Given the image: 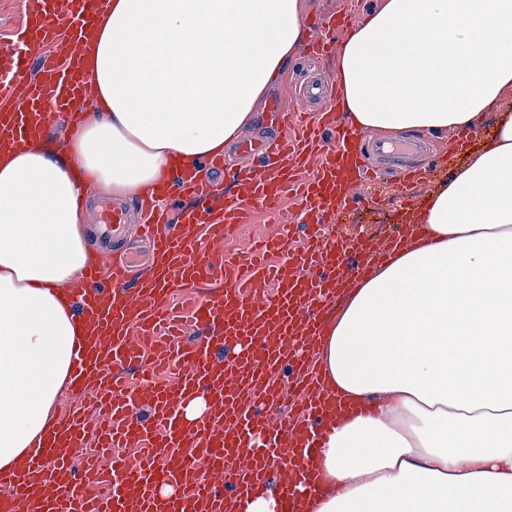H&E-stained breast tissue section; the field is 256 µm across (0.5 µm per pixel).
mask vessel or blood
I'll return each mask as SVG.
<instances>
[{"label": "vessel or blood", "instance_id": "obj_1", "mask_svg": "<svg viewBox=\"0 0 512 512\" xmlns=\"http://www.w3.org/2000/svg\"><path fill=\"white\" fill-rule=\"evenodd\" d=\"M28 25L0 50V84L17 87L0 108V148L47 145L57 114L78 133L82 102L92 94L84 68L87 35L104 0H26ZM349 14L323 15L326 39L307 53L322 63L336 50L334 32ZM334 80L295 87L304 113L292 120L279 98L266 106L288 133L271 142L242 141L241 154L262 153L265 164L232 170L233 196L205 191L192 173L167 177L160 193L192 202L177 223L142 200L141 230L155 259L132 275L117 254L86 263L61 297L76 305L95 333L83 337L70 366L68 404L45 440L30 449L23 469L0 470V512H233L257 481L274 480L273 512H305L320 490V444L332 427L324 379L316 367L328 324L321 306L357 280L348 253L385 259L379 247L323 230L354 198L357 175L348 130L335 107L313 109L334 95ZM293 196L304 245L289 250L292 225L234 256L214 245L237 233L255 211L278 215ZM288 250L273 265L269 252ZM223 276L222 291L175 309V292ZM204 398L206 411L187 419L184 408ZM289 403L293 413L280 412ZM135 445L136 459L98 466L100 455Z\"/></svg>", "mask_w": 512, "mask_h": 512}]
</instances>
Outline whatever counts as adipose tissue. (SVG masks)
<instances>
[{
  "label": "adipose tissue",
  "mask_w": 512,
  "mask_h": 512,
  "mask_svg": "<svg viewBox=\"0 0 512 512\" xmlns=\"http://www.w3.org/2000/svg\"><path fill=\"white\" fill-rule=\"evenodd\" d=\"M303 0H108L86 59L98 103L66 159L0 153V469L53 423L83 327L58 299L87 261L83 177L132 199L223 155L303 34ZM336 82L346 124L474 130L512 95V0H382ZM427 236L348 293L325 330L352 413L309 512H512V117L433 191Z\"/></svg>",
  "instance_id": "adipose-tissue-1"
}]
</instances>
